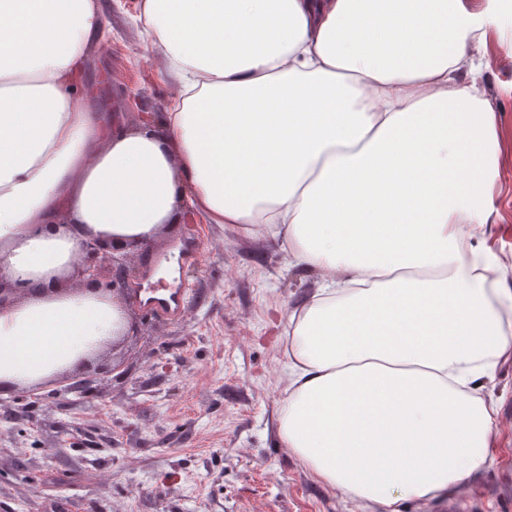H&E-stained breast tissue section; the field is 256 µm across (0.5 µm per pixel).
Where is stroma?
<instances>
[{"label": "stroma", "mask_w": 512, "mask_h": 512, "mask_svg": "<svg viewBox=\"0 0 512 512\" xmlns=\"http://www.w3.org/2000/svg\"><path fill=\"white\" fill-rule=\"evenodd\" d=\"M99 2L104 39L84 91L135 128L143 113L166 110L172 86L142 45L140 0ZM468 52L479 66L462 81L481 87L499 155L511 158L512 27L489 28ZM491 193L480 241L501 260L505 295L512 173L500 172ZM129 266L125 297L140 325L93 357L95 396L67 392L65 375L33 398L0 393V512H387L318 481L279 438L283 327L319 287L318 272L291 265L281 239L263 229L207 224L188 208ZM157 287L184 288L183 312H157ZM116 363L123 372H112ZM483 396L497 405L493 463L401 512H512V354Z\"/></svg>", "instance_id": "1"}]
</instances>
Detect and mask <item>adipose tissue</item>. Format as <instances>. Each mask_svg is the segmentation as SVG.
I'll return each mask as SVG.
<instances>
[{
  "mask_svg": "<svg viewBox=\"0 0 512 512\" xmlns=\"http://www.w3.org/2000/svg\"><path fill=\"white\" fill-rule=\"evenodd\" d=\"M504 0H142L172 103L130 129L83 93L95 0H0V383L53 380L127 324L65 277L88 235L191 207L261 224L321 284L284 328L279 437L320 481L399 512L493 461L481 391L512 295L469 244L498 144L468 46Z\"/></svg>",
  "mask_w": 512,
  "mask_h": 512,
  "instance_id": "1",
  "label": "adipose tissue"
}]
</instances>
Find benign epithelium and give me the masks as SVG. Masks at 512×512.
Masks as SVG:
<instances>
[{"instance_id":"7a95c632","label":"benign epithelium","mask_w":512,"mask_h":512,"mask_svg":"<svg viewBox=\"0 0 512 512\" xmlns=\"http://www.w3.org/2000/svg\"><path fill=\"white\" fill-rule=\"evenodd\" d=\"M146 247L145 241L116 244L93 236L82 244L80 255L73 264V275L79 281L95 286L102 284V279L110 275L112 279L105 283L107 291L116 292L125 286L131 257Z\"/></svg>"}]
</instances>
